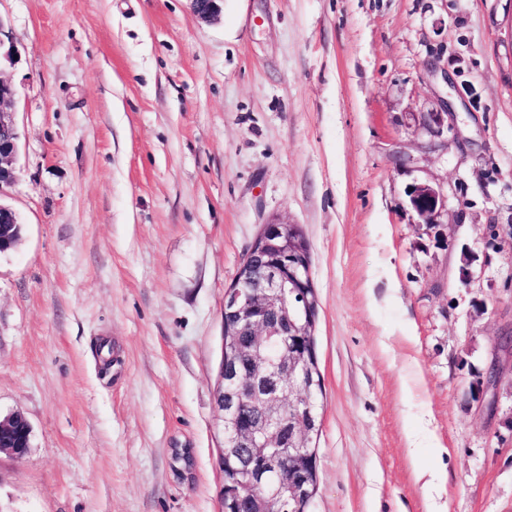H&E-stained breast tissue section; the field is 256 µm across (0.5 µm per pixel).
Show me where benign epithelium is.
Instances as JSON below:
<instances>
[{
	"instance_id": "benign-epithelium-1",
	"label": "benign epithelium",
	"mask_w": 512,
	"mask_h": 512,
	"mask_svg": "<svg viewBox=\"0 0 512 512\" xmlns=\"http://www.w3.org/2000/svg\"><path fill=\"white\" fill-rule=\"evenodd\" d=\"M223 0H192L194 13L212 21L221 14ZM14 97L12 84L0 77V194L16 180L18 133L13 113L4 105ZM409 204L420 224H438L445 210L443 195L430 184L409 190ZM18 216L0 202V244L12 248ZM293 224L274 220L262 225L240 266L235 282L224 291V329L241 346L249 338L250 370L241 373L232 360L220 368L223 391L224 435L233 448L237 471L248 481L234 491V503L250 512H283L300 498L309 497V472L316 457L307 451L314 416L312 389L305 379L309 361L304 348L292 344L288 352L273 355L287 337L305 336L314 329L310 306L295 309L288 295L303 298L312 287L310 265L287 234ZM296 415L285 420V405ZM256 407V413L246 410ZM31 427L20 413L0 419V451L24 455Z\"/></svg>"
}]
</instances>
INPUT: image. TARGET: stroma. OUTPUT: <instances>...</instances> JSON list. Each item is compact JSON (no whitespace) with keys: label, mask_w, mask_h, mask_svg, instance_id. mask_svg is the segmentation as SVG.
I'll use <instances>...</instances> for the list:
<instances>
[{"label":"stroma","mask_w":512,"mask_h":512,"mask_svg":"<svg viewBox=\"0 0 512 512\" xmlns=\"http://www.w3.org/2000/svg\"><path fill=\"white\" fill-rule=\"evenodd\" d=\"M0 18L19 132L0 199L23 226L0 254V417L32 429L0 453V512H222L224 291L273 219L301 226L319 303L312 512H512V0ZM419 183L438 226L415 221ZM409 204L419 224H441L440 218L445 210L443 195L430 184L421 183L409 190Z\"/></svg>","instance_id":"35a3bbf8"}]
</instances>
